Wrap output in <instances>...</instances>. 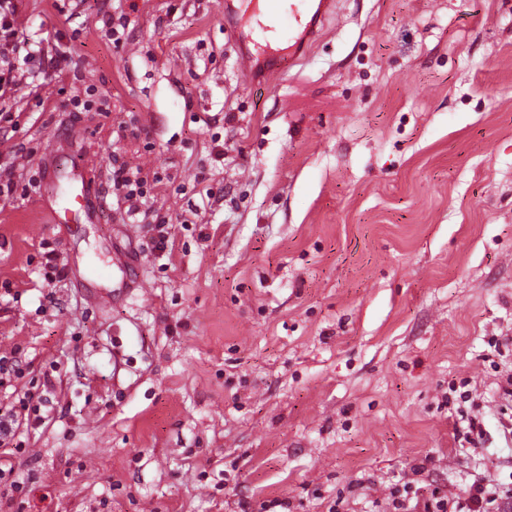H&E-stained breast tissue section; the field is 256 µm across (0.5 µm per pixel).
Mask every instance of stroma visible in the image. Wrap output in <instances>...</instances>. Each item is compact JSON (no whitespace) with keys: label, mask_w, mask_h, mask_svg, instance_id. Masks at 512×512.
Returning a JSON list of instances; mask_svg holds the SVG:
<instances>
[{"label":"stroma","mask_w":512,"mask_h":512,"mask_svg":"<svg viewBox=\"0 0 512 512\" xmlns=\"http://www.w3.org/2000/svg\"><path fill=\"white\" fill-rule=\"evenodd\" d=\"M14 3L0 512H392L512 477V0H339L270 81L219 0ZM122 262L149 299L92 275Z\"/></svg>","instance_id":"35a3bbf8"}]
</instances>
